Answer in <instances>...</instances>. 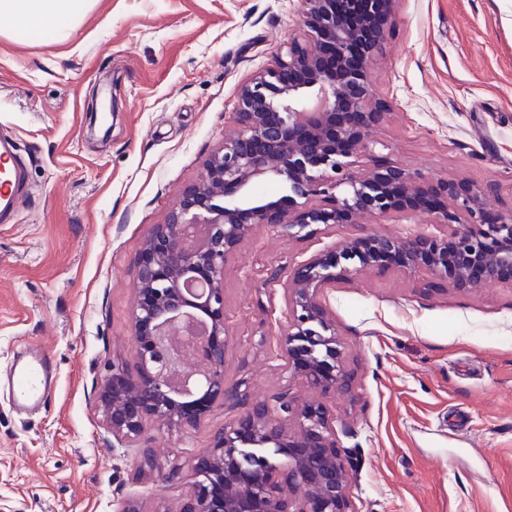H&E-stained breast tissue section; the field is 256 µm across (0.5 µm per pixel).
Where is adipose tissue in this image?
<instances>
[{
  "label": "adipose tissue",
  "mask_w": 512,
  "mask_h": 512,
  "mask_svg": "<svg viewBox=\"0 0 512 512\" xmlns=\"http://www.w3.org/2000/svg\"><path fill=\"white\" fill-rule=\"evenodd\" d=\"M90 0H0V18L30 28L70 33Z\"/></svg>",
  "instance_id": "adipose-tissue-1"
}]
</instances>
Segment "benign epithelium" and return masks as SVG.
Listing matches in <instances>:
<instances>
[{
    "mask_svg": "<svg viewBox=\"0 0 512 512\" xmlns=\"http://www.w3.org/2000/svg\"><path fill=\"white\" fill-rule=\"evenodd\" d=\"M362 24L351 20L356 0H300L304 37L288 39L285 53L244 83L224 122V140L199 178L183 188L163 224L146 236L136 269L131 311L133 364L112 363L95 389L112 438L131 448L145 427H195L220 399L239 410L187 464L145 465L171 480L188 472L180 512H350L348 456L336 448V416L319 400L297 404L288 385L267 400H253L224 377L228 336L224 323V264L255 224L294 235L314 224H352L360 214L384 216L413 199L431 196L445 223L436 236L363 234L341 254L371 266L380 256L413 270L421 265L468 290L512 280V215L491 219L485 202L494 189L446 181L424 186L414 172L374 162L360 175L348 159L367 152L374 127L389 104L376 97L366 70L382 51L400 0H363ZM300 73L303 79L293 75ZM322 168L335 174L324 182ZM275 178L291 192L284 210L246 205L235 195L251 183ZM345 191L338 195L336 188ZM322 196L300 206L296 198ZM267 280L288 295V321L277 357L308 390L350 393L336 332L320 292L336 284L323 256L292 274L272 268ZM200 320L208 333L191 352L173 347L184 326Z\"/></svg>",
    "mask_w": 512,
    "mask_h": 512,
    "instance_id": "obj_1",
    "label": "benign epithelium"
}]
</instances>
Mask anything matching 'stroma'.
Listing matches in <instances>:
<instances>
[{
  "mask_svg": "<svg viewBox=\"0 0 512 512\" xmlns=\"http://www.w3.org/2000/svg\"><path fill=\"white\" fill-rule=\"evenodd\" d=\"M299 0H92L73 32L0 31V138L27 181L0 224V375L41 349L58 383L17 414L0 390V512H179L183 480L116 448L92 388L133 350L135 263L149 230L224 139L243 82L302 31ZM369 78L392 106L373 155L419 174L493 185L512 211V0H401ZM115 97L90 122L92 94ZM407 209L309 234L257 225L224 265L227 382L268 398L290 383L275 357L294 271L364 233L441 235ZM321 301L357 396L328 397L351 454V512H512V281L457 291L421 266L362 268ZM234 417L214 402L197 426H148L161 461L191 459Z\"/></svg>",
  "mask_w": 512,
  "mask_h": 512,
  "instance_id": "obj_1",
  "label": "stroma"
}]
</instances>
